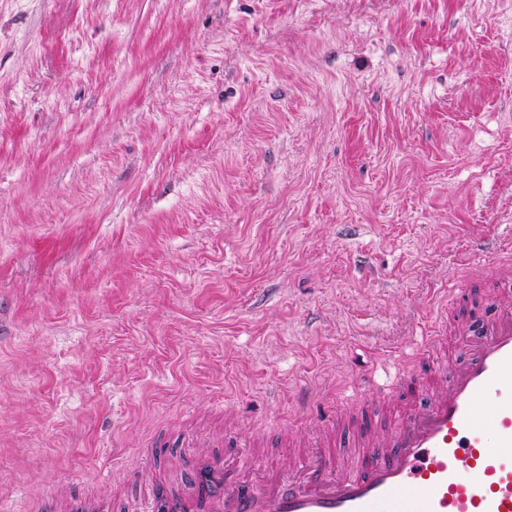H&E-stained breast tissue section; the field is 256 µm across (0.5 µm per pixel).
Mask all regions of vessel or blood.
<instances>
[{"instance_id":"obj_1","label":"vessel or blood","mask_w":512,"mask_h":512,"mask_svg":"<svg viewBox=\"0 0 512 512\" xmlns=\"http://www.w3.org/2000/svg\"><path fill=\"white\" fill-rule=\"evenodd\" d=\"M495 287L478 297L453 327L464 359L446 369L427 337L417 366L402 368L393 390H414L393 427L374 422L357 402L316 404L303 412L305 434L293 438L287 465L254 454L226 457L211 472L208 492L142 497L137 512H512V258L497 261ZM356 426L358 451L336 448L340 422Z\"/></svg>"}]
</instances>
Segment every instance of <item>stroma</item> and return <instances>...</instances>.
<instances>
[{"label":"stroma","mask_w":512,"mask_h":512,"mask_svg":"<svg viewBox=\"0 0 512 512\" xmlns=\"http://www.w3.org/2000/svg\"><path fill=\"white\" fill-rule=\"evenodd\" d=\"M512 235V0H0V512L288 456Z\"/></svg>","instance_id":"obj_1"}]
</instances>
